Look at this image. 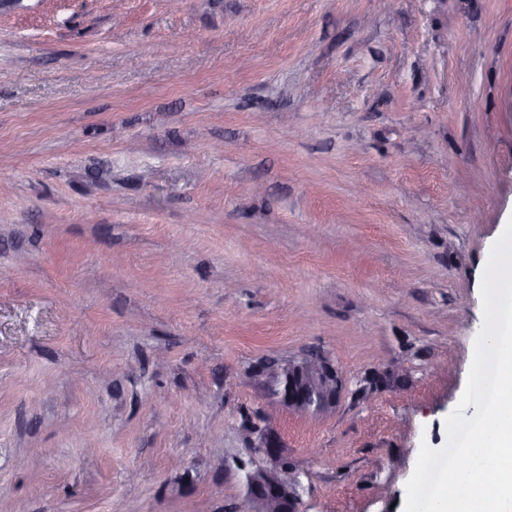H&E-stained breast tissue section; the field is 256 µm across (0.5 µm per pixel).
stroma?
I'll use <instances>...</instances> for the list:
<instances>
[{"label":"stroma","mask_w":512,"mask_h":512,"mask_svg":"<svg viewBox=\"0 0 512 512\" xmlns=\"http://www.w3.org/2000/svg\"><path fill=\"white\" fill-rule=\"evenodd\" d=\"M0 512H403L512 218V0H0ZM404 388L322 415L248 369ZM253 448L262 456L264 466L246 476L241 512H299V474L282 466L285 453L276 428L266 425L258 430ZM271 489V495H259L260 489Z\"/></svg>","instance_id":"obj_1"}]
</instances>
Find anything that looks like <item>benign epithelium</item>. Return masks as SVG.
I'll list each match as a JSON object with an SVG mask.
<instances>
[{
	"mask_svg": "<svg viewBox=\"0 0 512 512\" xmlns=\"http://www.w3.org/2000/svg\"><path fill=\"white\" fill-rule=\"evenodd\" d=\"M257 376L266 382L288 380V392L274 399L278 406L296 413H326L348 389L336 362L322 352L266 361ZM253 448L262 465L246 476L241 512H299V474L283 468L285 450L276 428L267 425L257 431Z\"/></svg>",
	"mask_w": 512,
	"mask_h": 512,
	"instance_id": "obj_1",
	"label": "benign epithelium"
}]
</instances>
